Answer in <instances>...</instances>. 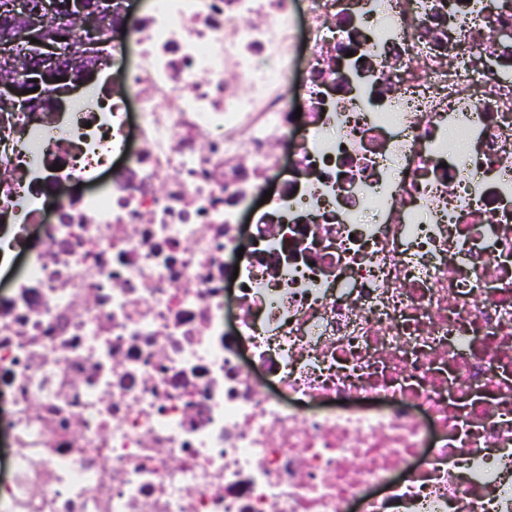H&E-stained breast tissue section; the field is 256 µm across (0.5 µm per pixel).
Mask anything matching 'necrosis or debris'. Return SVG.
<instances>
[{
	"label": "necrosis or debris",
	"mask_w": 512,
	"mask_h": 512,
	"mask_svg": "<svg viewBox=\"0 0 512 512\" xmlns=\"http://www.w3.org/2000/svg\"><path fill=\"white\" fill-rule=\"evenodd\" d=\"M98 35L113 105L0 133L5 512H512V0Z\"/></svg>",
	"instance_id": "obj_1"
}]
</instances>
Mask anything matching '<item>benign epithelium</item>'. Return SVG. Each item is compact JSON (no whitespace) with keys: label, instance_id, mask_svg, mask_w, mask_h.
<instances>
[{"label":"benign epithelium","instance_id":"7a95c632","mask_svg":"<svg viewBox=\"0 0 512 512\" xmlns=\"http://www.w3.org/2000/svg\"><path fill=\"white\" fill-rule=\"evenodd\" d=\"M56 0H20L16 3L12 16L9 39L28 41L36 29H46V23L55 15ZM112 11V0H98L97 9L87 8L85 0H71L67 5L65 18L77 23L83 34L73 40L70 46L59 53L49 43L50 37L43 36L40 43L32 44L28 52L26 71L30 78L37 79L47 70L61 75L62 81L55 96L62 100L76 89L97 77L103 69V62L109 58L108 43L96 38L98 18L102 12ZM13 66L0 68V106L7 112H38L31 103L19 106L16 84L13 79Z\"/></svg>","mask_w":512,"mask_h":512}]
</instances>
